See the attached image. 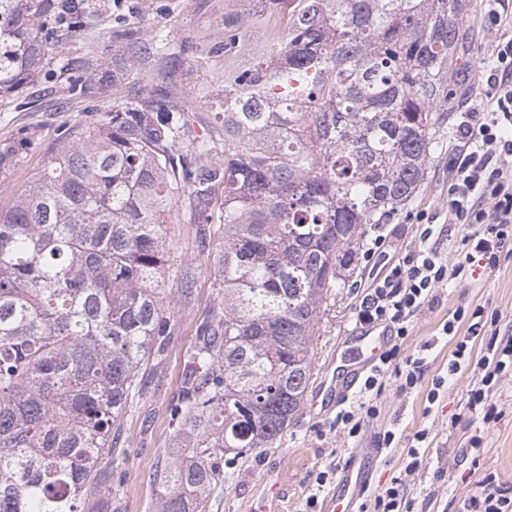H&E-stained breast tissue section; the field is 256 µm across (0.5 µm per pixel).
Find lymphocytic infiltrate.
<instances>
[{
    "instance_id": "lymphocytic-infiltrate-1",
    "label": "lymphocytic infiltrate",
    "mask_w": 512,
    "mask_h": 512,
    "mask_svg": "<svg viewBox=\"0 0 512 512\" xmlns=\"http://www.w3.org/2000/svg\"><path fill=\"white\" fill-rule=\"evenodd\" d=\"M485 92L472 112L460 113L457 132L461 146L448 159V221L466 225L456 265H448L433 248L435 227L427 215L420 223L419 243L405 250L363 298L356 313L362 325L382 324L395 335L408 333L409 323L435 290L457 278L466 265L481 260L494 269L506 247L512 246V38L500 40L484 60ZM488 353L472 361L467 341H459L448 365L449 374L474 365L479 387L468 394L469 411L496 416L487 386L512 372V337L490 339Z\"/></svg>"
}]
</instances>
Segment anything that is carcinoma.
Returning a JSON list of instances; mask_svg holds the SVG:
<instances>
[{
    "instance_id": "cac0c4a2",
    "label": "carcinoma",
    "mask_w": 512,
    "mask_h": 512,
    "mask_svg": "<svg viewBox=\"0 0 512 512\" xmlns=\"http://www.w3.org/2000/svg\"><path fill=\"white\" fill-rule=\"evenodd\" d=\"M215 123L146 87L60 144L0 209V512H77L112 483L121 418L173 332L165 274L177 205L224 226L218 301L197 327L169 417L156 512H203L227 454L272 448L299 414L313 340L367 226L415 194L468 0H234ZM86 0H0V98L78 39ZM271 40L260 60L254 21ZM140 31L117 19L135 62ZM184 49L155 41L159 61ZM93 68L73 76L81 93Z\"/></svg>"
}]
</instances>
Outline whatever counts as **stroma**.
<instances>
[{
	"mask_svg": "<svg viewBox=\"0 0 512 512\" xmlns=\"http://www.w3.org/2000/svg\"><path fill=\"white\" fill-rule=\"evenodd\" d=\"M226 0H90L88 24L78 42L55 47L52 70L0 106V152L25 141L24 150L0 169V207H8L32 173L49 160L60 142L74 138L81 128L102 123L113 105L141 81H148L154 97L178 95L189 110L195 135H204L213 121L206 103L224 93V64L201 55L199 46L213 41L224 29ZM485 0H471L460 22L458 60L445 88L452 91L446 109L440 110L435 136L437 146L417 193L393 216L398 227L394 249L409 245L416 232L410 217L425 213L439 218L440 249L448 261L456 259V245L464 226L445 223L448 212V152L456 143V116L468 111L486 74L479 65L489 56L500 34L512 32V21L502 20L491 29L483 10ZM140 19L141 42L152 43L165 35L187 47L182 65L168 80L157 76L158 64L147 60L140 68L128 66L119 42L112 37L118 13ZM96 64L98 75L84 93L67 91L71 74ZM196 225L184 209H177L168 229L171 275L165 285L172 290L170 310L174 332L169 339L161 370L149 379L146 396L134 403L121 419L125 453L112 463V506L114 512H156L158 488L155 471L170 461L173 429L169 409L176 399L184 357L195 341L197 326L218 300L216 279L223 234L211 229L205 243H198ZM196 270L189 296H182L174 272L182 265ZM435 303L425 306L414 318L408 336H386V346H400L402 354L417 353L424 359L423 376L417 387L404 392L395 371L384 377L381 393L374 397V416L365 418L357 437H348L336 424L344 402L356 401L351 389L345 401L332 407L303 408L275 447L262 448L245 458L223 463L224 477L205 502V512H249L265 485L279 483L282 512H323L329 496L338 490L343 468L359 451L373 455L365 492L351 512H373L374 499L400 479L399 491L411 512H466L467 503L479 495L485 477L512 485V376L504 377L489 393L501 413L496 422H484L469 412L468 392L477 377L473 368L447 376L448 360L457 337L467 335V323H459L456 337L443 335V324L460 306H484L496 315V331L512 336V253L502 255L498 267L488 270L474 263L465 278L454 279L437 290ZM359 297L354 289L338 288L319 324L313 346V377L307 400L322 399L321 389L356 350L357 338L365 328L357 324ZM447 381L435 403L427 396L436 376ZM396 435L388 448L378 445L384 432ZM480 445H473V437ZM417 449L420 466L406 473L410 449Z\"/></svg>",
	"mask_w": 512,
	"mask_h": 512,
	"instance_id": "stroma-1",
	"label": "stroma"
}]
</instances>
